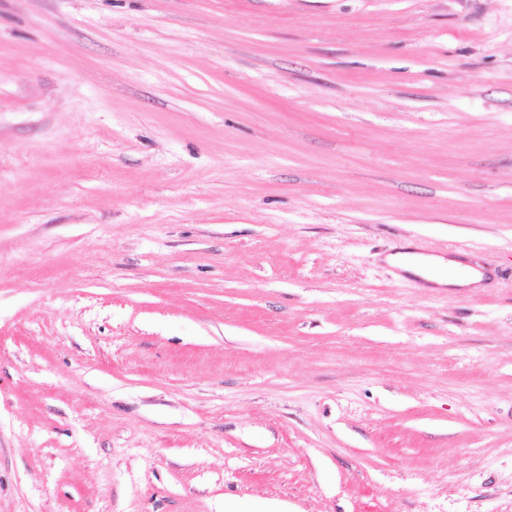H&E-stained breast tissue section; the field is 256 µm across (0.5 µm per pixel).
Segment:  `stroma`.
I'll list each match as a JSON object with an SVG mask.
<instances>
[{
    "mask_svg": "<svg viewBox=\"0 0 512 512\" xmlns=\"http://www.w3.org/2000/svg\"><path fill=\"white\" fill-rule=\"evenodd\" d=\"M267 501L512 512V0H0V512ZM389 261L404 271L417 275L425 281L443 288H478L481 275L469 265H463L453 257L446 260L442 256L424 257L412 253H397L389 256ZM468 271V275H461Z\"/></svg>",
    "mask_w": 512,
    "mask_h": 512,
    "instance_id": "stroma-1",
    "label": "stroma"
}]
</instances>
